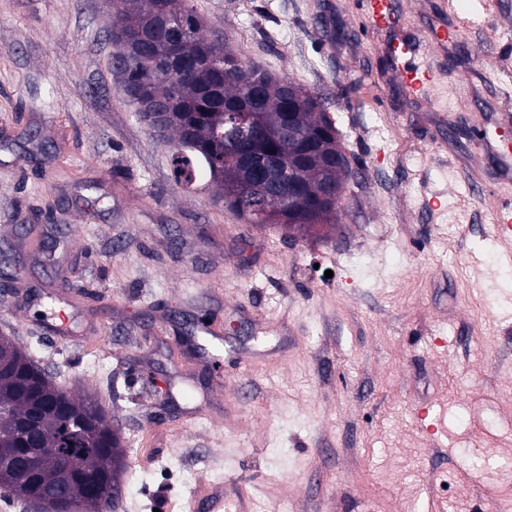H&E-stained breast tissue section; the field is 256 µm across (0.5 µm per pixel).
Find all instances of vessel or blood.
I'll use <instances>...</instances> for the list:
<instances>
[{"instance_id":"1","label":"vessel or blood","mask_w":512,"mask_h":512,"mask_svg":"<svg viewBox=\"0 0 512 512\" xmlns=\"http://www.w3.org/2000/svg\"><path fill=\"white\" fill-rule=\"evenodd\" d=\"M364 13L377 28L402 25L396 0H362ZM394 59L393 77L412 101L430 100L439 68L434 56L423 54L418 41L402 37L390 47ZM491 222L498 236H512V203H499L491 212ZM189 512H224L223 500L200 489L190 499Z\"/></svg>"}]
</instances>
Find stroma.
<instances>
[{"mask_svg":"<svg viewBox=\"0 0 512 512\" xmlns=\"http://www.w3.org/2000/svg\"><path fill=\"white\" fill-rule=\"evenodd\" d=\"M359 2L188 0L330 101L349 191L302 237L244 223L207 172L176 184L112 70V0H0V336L111 418L112 512H186L203 483L239 512H512V240L489 193L512 0L436 48L445 110L405 96ZM398 2L419 35L482 9ZM491 224L501 238H511L512 233V206L510 201L499 203L491 211Z\"/></svg>","mask_w":512,"mask_h":512,"instance_id":"1","label":"stroma"}]
</instances>
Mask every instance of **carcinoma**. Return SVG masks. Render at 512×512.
I'll return each mask as SVG.
<instances>
[{
    "mask_svg": "<svg viewBox=\"0 0 512 512\" xmlns=\"http://www.w3.org/2000/svg\"><path fill=\"white\" fill-rule=\"evenodd\" d=\"M181 24L183 29L182 58L167 64L155 73L150 66L155 54L167 52L169 29L166 20ZM112 20L120 30L140 31L150 43L130 54L124 83L144 87V94L170 102L171 118L163 140L173 146L176 176L185 171L205 169L211 181L222 191L221 198L247 224H271L269 216L245 211L238 204L237 184L241 180L238 164L224 143V131L233 122L231 112H252L259 125L268 127L281 121L283 113L292 114L293 124L301 139L288 147V168L293 182L286 195L291 205L282 210L283 223L304 235L318 226L337 219L340 201L321 200L324 187L342 188L344 176L336 171V151L343 150L340 137L330 116L327 99L303 88L285 76L267 71L259 63L247 60L243 53L227 49L226 40L205 32L204 24L186 0H112ZM200 47H208L218 57L215 65L205 70L193 65ZM292 94H282V84ZM242 151L261 159L273 149V143L257 130L238 144ZM11 359L14 367L29 364V358L10 339L0 336V362ZM36 401L43 406L64 402L73 417L96 413L95 427L99 434L112 437L108 448H87L83 459V478L69 486L68 493L80 512H101L103 497L120 485L126 468V457L104 410L91 398L78 400L46 376L39 382ZM0 403L11 407L12 414L0 416V435L13 431V415L32 405L27 393L20 390L16 370L0 368ZM47 447L61 441L65 447L79 448L81 440L65 429L54 415H47L41 424ZM40 478L46 485L66 481V474L52 464L43 466Z\"/></svg>",
    "mask_w": 512,
    "mask_h": 512,
    "instance_id": "1",
    "label": "carcinoma"
}]
</instances>
